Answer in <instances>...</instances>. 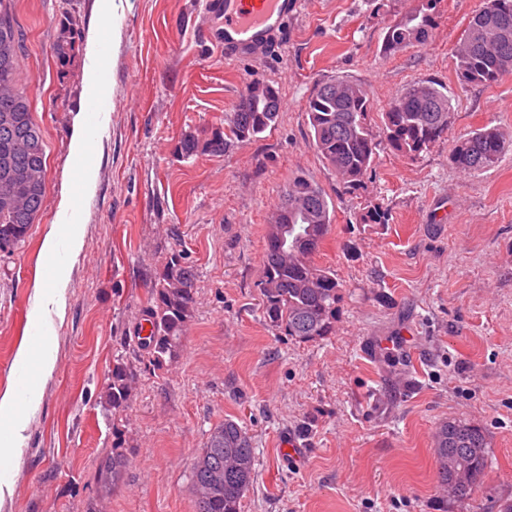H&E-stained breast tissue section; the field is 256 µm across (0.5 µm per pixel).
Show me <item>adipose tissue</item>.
<instances>
[{
	"instance_id": "obj_1",
	"label": "adipose tissue",
	"mask_w": 512,
	"mask_h": 512,
	"mask_svg": "<svg viewBox=\"0 0 512 512\" xmlns=\"http://www.w3.org/2000/svg\"><path fill=\"white\" fill-rule=\"evenodd\" d=\"M77 211L76 198L63 199L56 214L53 231L43 246L45 262L56 258L59 244H66L70 257H77L83 248V239L73 231L72 217ZM68 279L65 272H58L49 281H37L33 289V300L29 309L30 331L19 346L15 363L24 367L37 362L42 375H50L55 366V356L46 346L47 338L54 336L55 323L63 319L67 304ZM40 399L31 396L27 406H20L17 388L0 393V503L12 491L14 468L25 443L33 409Z\"/></svg>"
}]
</instances>
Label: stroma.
Wrapping results in <instances>:
<instances>
[{
	"mask_svg": "<svg viewBox=\"0 0 512 512\" xmlns=\"http://www.w3.org/2000/svg\"><path fill=\"white\" fill-rule=\"evenodd\" d=\"M205 0H11L23 34L18 86L46 143V198L25 240L0 253V392L11 387L28 332L43 241L83 169L93 191L80 208L84 248L70 267L56 366L26 432L0 512H195L191 464L231 419L256 448L241 512H500L512 502V74L463 87L455 49L483 0H437L426 44L386 57L387 28L417 0H301L285 42L234 60L206 42ZM78 50L59 75L51 53L60 18ZM104 51L111 101L90 165L68 143L88 108L90 31ZM343 76L368 91L381 133L389 103L410 84L442 83L447 136L408 158L387 144L362 185L344 188L317 154L305 105ZM272 86L279 117L260 138L224 152L182 155L189 132L222 131L245 88ZM490 125L505 149L496 167L465 172L454 136ZM325 191L334 222L314 262L341 285L332 335L300 343L264 320L261 277L271 217L289 179ZM382 220L370 222L372 213ZM195 273L193 314L174 362L138 365L120 409L103 392L118 356L144 335L151 290L171 253ZM415 359L401 354L404 331ZM388 347H380V340ZM481 427L483 483L459 505L438 487L441 424ZM295 434L300 466L278 439ZM126 449L122 481L101 495L95 473Z\"/></svg>",
	"mask_w": 512,
	"mask_h": 512,
	"instance_id": "35a3bbf8",
	"label": "stroma"
}]
</instances>
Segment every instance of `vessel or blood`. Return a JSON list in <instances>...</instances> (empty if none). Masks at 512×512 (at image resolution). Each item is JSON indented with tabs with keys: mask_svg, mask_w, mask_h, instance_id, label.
I'll list each match as a JSON object with an SVG mask.
<instances>
[{
	"mask_svg": "<svg viewBox=\"0 0 512 512\" xmlns=\"http://www.w3.org/2000/svg\"><path fill=\"white\" fill-rule=\"evenodd\" d=\"M299 7V0H207L210 42L231 59L265 54Z\"/></svg>",
	"mask_w": 512,
	"mask_h": 512,
	"instance_id": "b4317fda",
	"label": "vessel or blood"
}]
</instances>
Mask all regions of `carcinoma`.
Returning <instances> with one entry per match:
<instances>
[{"mask_svg":"<svg viewBox=\"0 0 512 512\" xmlns=\"http://www.w3.org/2000/svg\"><path fill=\"white\" fill-rule=\"evenodd\" d=\"M436 0L421 5L405 21L385 32L381 52L391 56L400 49L426 42L434 28ZM0 115L19 116L6 129L0 122V157L13 154L29 168L27 182L4 188L0 180V252L21 243L42 210L45 198V149L35 155L21 150L18 142L36 128L31 102L17 87L16 74L22 53L21 34L15 25L11 3L0 0ZM76 51L70 23L60 24L52 53L66 74ZM455 75L462 86H487L512 74V0H484L469 20L466 37L455 50ZM260 93L245 92L224 133L202 138L184 135L181 153H216L228 141L247 142L259 137L279 117L280 101L269 85L258 84ZM451 99L446 88L433 81L410 85L384 113L387 144L403 156L414 157L448 132ZM367 90L359 83L336 78L314 91L305 112L313 130L317 152L347 188L360 184L373 167L376 142L367 117ZM503 135L495 126H483L452 141L450 156L456 167L469 172L491 169L502 152ZM333 222L326 193L315 182L297 176L288 182L283 200L274 212L266 240L260 291L267 324L300 342L332 334L340 284L332 270L312 261ZM194 275L179 253L167 259L152 288L150 333L139 339L135 358L162 365L178 358L183 331L191 318ZM137 378L135 365L122 358L112 369L106 404L125 406ZM435 454L438 486L457 503L471 500L487 468V436L478 426L448 422L436 431ZM255 448L251 436L237 422L226 419L214 427L191 467V492L196 512H241L244 494L252 483ZM128 458L121 448L112 449L97 469V483L108 493L123 478Z\"/></svg>","mask_w":512,"mask_h":512,"instance_id":"1","label":"carcinoma"}]
</instances>
